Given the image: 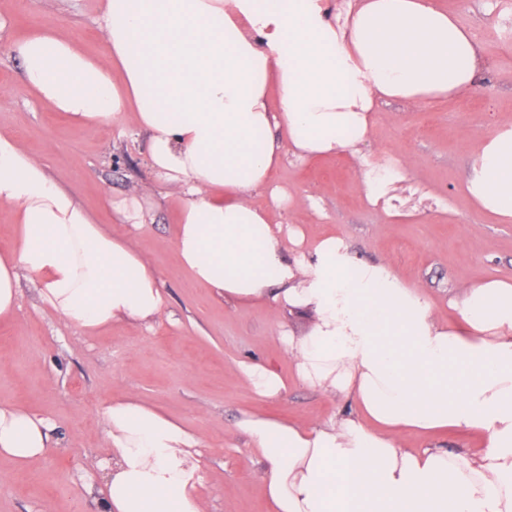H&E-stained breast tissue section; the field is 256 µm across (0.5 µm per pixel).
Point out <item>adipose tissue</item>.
I'll return each instance as SVG.
<instances>
[{
    "label": "adipose tissue",
    "mask_w": 512,
    "mask_h": 512,
    "mask_svg": "<svg viewBox=\"0 0 512 512\" xmlns=\"http://www.w3.org/2000/svg\"><path fill=\"white\" fill-rule=\"evenodd\" d=\"M100 29L99 56L55 30L21 40L25 86L87 130L120 121L146 132L152 174L182 200L185 268L236 303L310 314L306 335L280 334L295 375L354 406L310 428L244 421L273 512H512V280L464 284L451 325L342 237L288 259L303 232L253 202L267 189L274 206L290 203L270 188L286 157L360 156L378 102L423 107L474 89L482 60L470 33L434 0H346L338 13L329 0H104ZM476 161L469 194L512 220V127ZM0 203L17 231L0 256V319L18 308L25 274L87 331L158 320L159 272L5 134ZM104 417L100 512H204L199 437L133 399ZM447 428L481 434V451L403 445ZM50 446L42 418L0 406V457L26 465Z\"/></svg>",
    "instance_id": "1"
}]
</instances>
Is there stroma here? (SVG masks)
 <instances>
[{
  "label": "stroma",
  "instance_id": "1",
  "mask_svg": "<svg viewBox=\"0 0 512 512\" xmlns=\"http://www.w3.org/2000/svg\"><path fill=\"white\" fill-rule=\"evenodd\" d=\"M477 43L483 69L477 88L427 107L381 105L362 150L371 163L397 165L405 180L389 190L392 205L416 211L411 222L370 205L361 167L346 156L301 163L286 158L276 176L293 198L274 211L299 225L307 241L345 238L358 256L384 260L416 283L448 319L449 300L481 276L512 278V221L482 212L465 190L475 142L512 125V37L487 39L499 0H438ZM100 0H0V133L42 159L51 178L116 235L128 237L155 267L164 297L153 326L113 323L92 334L60 319L22 277L14 317L0 321V405L50 421L52 446L19 466L0 458V512H98L91 486L98 461L110 454L104 408L134 397L195 432L206 512H271L261 491L266 466L241 428L260 416L309 426L349 403L293 377L279 333L303 335L309 318L265 303L240 306L196 283L178 259L175 235L181 201L147 164L146 137L120 122L89 131L50 109L22 84L15 46L30 32L53 27L88 53L102 49ZM137 195L146 224H117L113 202ZM270 366L287 383L279 397L255 394L240 363Z\"/></svg>",
  "mask_w": 512,
  "mask_h": 512
}]
</instances>
